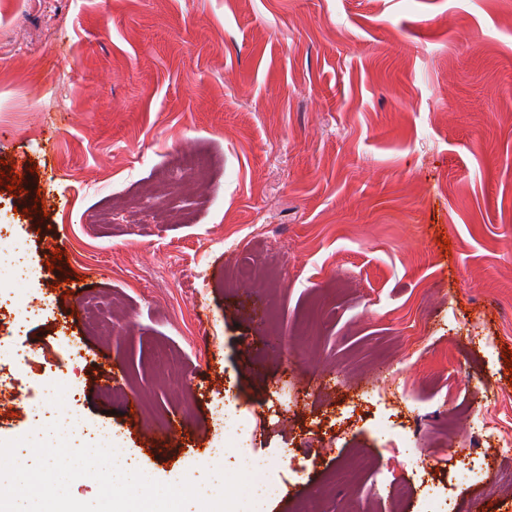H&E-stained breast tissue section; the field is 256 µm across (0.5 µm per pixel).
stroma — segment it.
<instances>
[{"instance_id":"1","label":"stroma","mask_w":512,"mask_h":512,"mask_svg":"<svg viewBox=\"0 0 512 512\" xmlns=\"http://www.w3.org/2000/svg\"><path fill=\"white\" fill-rule=\"evenodd\" d=\"M186 149L218 162L166 198L188 222L125 223ZM0 159L22 186L0 185V300L40 309L0 316V352L40 358L0 370L20 392L0 456L22 480L51 465L47 496L111 504L95 458L81 480L72 455L28 450L73 415L111 428L160 502L220 464L238 512H424L449 494L512 512L494 480L512 451L478 441L512 424V0H10ZM243 260L270 277L236 278ZM218 404L237 429L216 428ZM384 422L418 430L413 447ZM465 458L493 478L456 479Z\"/></svg>"}]
</instances>
